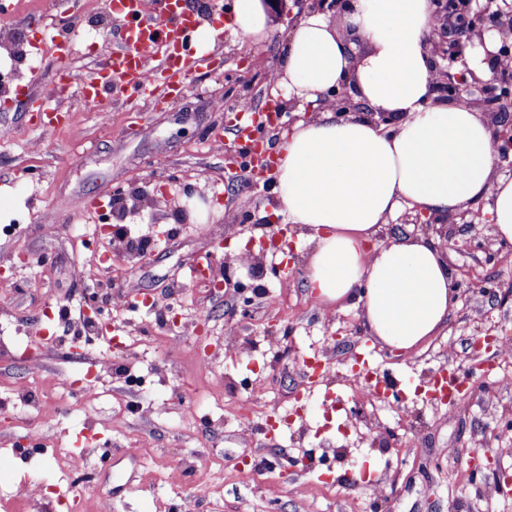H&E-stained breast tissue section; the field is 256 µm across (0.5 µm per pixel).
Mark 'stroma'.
Wrapping results in <instances>:
<instances>
[{
  "instance_id": "obj_1",
  "label": "stroma",
  "mask_w": 512,
  "mask_h": 512,
  "mask_svg": "<svg viewBox=\"0 0 512 512\" xmlns=\"http://www.w3.org/2000/svg\"><path fill=\"white\" fill-rule=\"evenodd\" d=\"M0 7L13 8L23 37L66 16L70 4L0 0ZM309 11L304 0H286L270 13L261 42L225 28L209 50L213 70L192 71L180 98H112L107 124L85 107L79 87L113 44L88 50L79 25L66 61L72 86L64 120L53 127L31 120L56 78L51 44L33 65L23 103L0 111V224L19 222L12 237L0 238V453L12 455V442L30 428L45 435L41 448L0 473V512H23L15 491L34 471L66 496L60 512H75L74 499L76 512H90L103 494L112 512H178L202 479L212 494L201 512H512V497L497 494L494 477L477 486L463 478L485 433H493L494 447L512 449V430L497 427L512 413V384L499 381L512 364L483 351L493 362L489 392L460 397L453 407L424 393L438 368L471 365L474 337L512 333V258L500 254L484 204L471 206L470 223L449 218L456 302L446 329L408 356L370 336L359 309L318 308L305 286V247L287 262L266 254L259 277L235 260L248 238L288 225L277 211L274 177L250 180L231 165L237 106L274 105L270 77L292 21ZM142 183L194 187L192 223L149 207L127 213L123 228L164 235L151 259L113 253L98 285L76 278L73 268L90 250L112 248L99 213L83 210L81 200L106 204ZM21 253L31 265H18ZM115 285L145 295L152 310H110L124 343L113 352L105 334L79 327L91 298ZM268 295L273 304H265ZM170 310L188 323L203 315L207 335L170 339ZM360 352L379 375L404 379L401 400L367 396L364 380L351 379ZM314 355L329 368L311 383L302 367ZM132 367L152 373L148 392L126 385ZM66 380L94 385L95 404H76L61 387ZM21 383L39 408L24 407L14 391ZM189 403L198 413L193 424L181 419ZM371 424L388 432L386 446L359 442ZM80 451L86 475L74 486L61 463Z\"/></svg>"
}]
</instances>
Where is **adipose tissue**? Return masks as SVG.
Returning <instances> with one entry per match:
<instances>
[{"instance_id":"obj_1","label":"adipose tissue","mask_w":512,"mask_h":512,"mask_svg":"<svg viewBox=\"0 0 512 512\" xmlns=\"http://www.w3.org/2000/svg\"><path fill=\"white\" fill-rule=\"evenodd\" d=\"M343 26L305 15L291 29L276 86L315 102L348 84L364 115L328 108L276 146L274 191L309 248L306 286L323 308H360L370 335L406 355L447 324L452 270L436 237L381 235L403 206L440 218L488 201L512 249V176L473 107L442 101L428 36L433 0H344ZM232 28L267 36L262 0H234ZM375 112L386 123L372 120Z\"/></svg>"}]
</instances>
